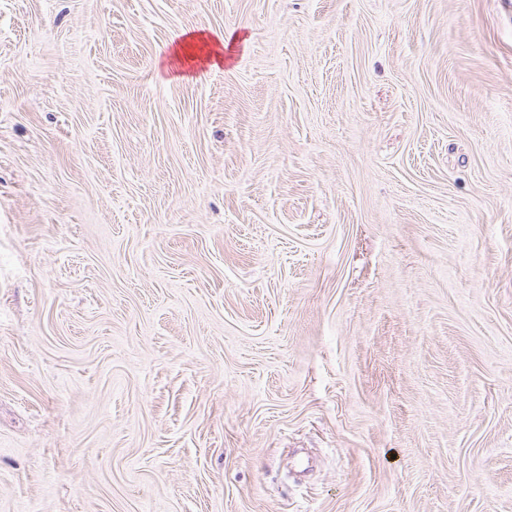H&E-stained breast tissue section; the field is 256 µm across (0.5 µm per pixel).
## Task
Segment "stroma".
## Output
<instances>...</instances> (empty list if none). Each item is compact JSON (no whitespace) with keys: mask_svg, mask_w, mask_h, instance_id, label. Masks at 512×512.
Here are the masks:
<instances>
[{"mask_svg":"<svg viewBox=\"0 0 512 512\" xmlns=\"http://www.w3.org/2000/svg\"><path fill=\"white\" fill-rule=\"evenodd\" d=\"M0 512H512V0H0ZM228 41L233 44L237 41V37L229 34L225 37L224 34L189 33L177 42L172 58L182 66L189 64L191 68L195 67L192 62L211 63L212 66H217L226 59L224 49Z\"/></svg>","mask_w":512,"mask_h":512,"instance_id":"1","label":"stroma"}]
</instances>
